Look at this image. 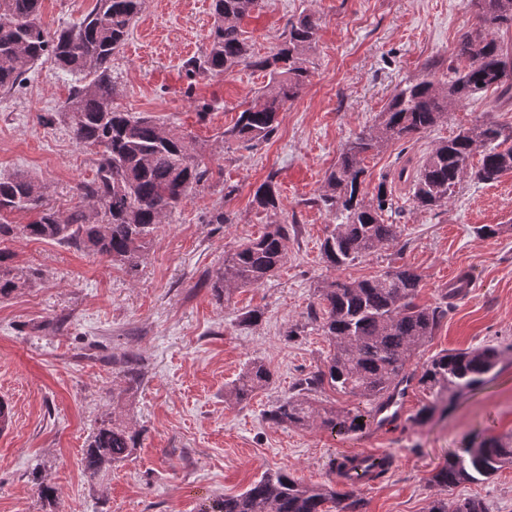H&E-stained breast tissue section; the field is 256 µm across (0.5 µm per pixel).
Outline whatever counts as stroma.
Listing matches in <instances>:
<instances>
[{
	"label": "stroma",
	"instance_id": "stroma-1",
	"mask_svg": "<svg viewBox=\"0 0 512 512\" xmlns=\"http://www.w3.org/2000/svg\"><path fill=\"white\" fill-rule=\"evenodd\" d=\"M320 18L311 77L258 144L228 141L241 102L255 98L263 71L240 64L211 77L188 74L185 60L205 50L212 0H144L128 39L112 58L125 111L155 117L184 134L210 171L208 181L157 229L137 276L76 248L15 236L0 250L29 287L0 299V400L11 422L0 431V512H198L209 498L243 491L264 471L282 469L308 484L336 481L338 456L363 452L393 465L359 490L363 512H429L436 499H481L488 512H512V466L481 483L444 489L431 483L448 456L487 436L512 435V171L496 181L464 179L445 207L418 210L392 175L405 157L420 158L441 140L476 124L512 126V104L486 90L453 107L446 119L409 143L365 156L367 197L391 178L387 223L395 243L349 266L328 267L321 243L336 222L313 205L345 140L375 123L406 81L436 62L447 81L461 36L472 31L469 0H260L243 27L256 56L270 55L289 19ZM73 76L44 59L16 92L0 97V175L25 173L42 182L51 206L68 210L77 188L96 173L94 150L73 139L58 110ZM54 112V125L41 122ZM274 176L277 216L253 202ZM230 221L212 223L216 212ZM288 226V258L261 285L217 302L205 283L224 255L261 234L271 219ZM500 225L490 238L474 229ZM406 265L420 276L416 301H447L448 314L411 362L487 344L505 353L487 382L445 416L417 421L429 400L418 386L399 396L400 414L340 437L319 426H274L266 412L299 378L323 368L331 350L313 312L317 281L361 280ZM474 286L447 297L448 282ZM257 310L262 319L242 321ZM263 360L274 382L238 404L228 395L246 365ZM141 369L137 387L125 362ZM140 432L131 459L104 485L85 477L84 448L108 415ZM40 473L52 501L33 486Z\"/></svg>",
	"mask_w": 512,
	"mask_h": 512
}]
</instances>
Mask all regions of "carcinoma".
Returning <instances> with one entry per match:
<instances>
[{
  "label": "carcinoma",
  "mask_w": 512,
  "mask_h": 512,
  "mask_svg": "<svg viewBox=\"0 0 512 512\" xmlns=\"http://www.w3.org/2000/svg\"><path fill=\"white\" fill-rule=\"evenodd\" d=\"M144 0H96L94 7L69 27L50 30L42 21V0H0V93L9 94L27 80V73L46 57L76 76L62 110L73 138L96 150L93 180L79 187L78 205L61 212L46 203L44 186L24 174L0 177V239L20 234L31 240L73 245L87 255L118 262L130 275L138 273L160 224L207 181L194 147L175 130L150 116H133L113 105L119 94L112 80V55L124 45ZM477 28L465 33L456 49V66L448 83L427 74L400 87L378 120L343 145L339 161L325 174L319 203L335 215L336 224L321 244L332 268L348 266L395 242L399 226L388 224L392 208L384 186L366 199L362 190L364 156L391 143L407 141L438 124L449 110L495 86L500 98L512 99V59L494 38V30L512 26V0H471ZM259 0H212L214 25L205 52L184 62L191 73L221 75L242 63L265 72L267 83L237 112L224 139L242 143L265 141L275 131L279 112L294 101L310 77L309 54L316 43L320 18L303 11L288 22L285 36L272 54L256 59L243 28ZM482 153L473 168L470 158ZM512 171V127L483 123L438 142L417 163L406 161L394 178L410 185L417 208L444 207L456 187L469 177L493 182ZM253 202L277 213L274 175L253 194ZM29 214L25 224L8 220ZM288 256V225L273 222L224 257L211 274L216 300L234 290L263 283ZM0 251V298L26 285L27 279L8 264ZM419 276L399 268L371 279H324L316 287L320 310L314 320L329 337L333 350L324 368L300 379L294 393L265 414L274 425L305 428L315 421L337 436H348L370 424L385 403L412 382L431 400L416 413L426 421L445 413L466 392L482 385L499 364L503 348L444 351L421 371L409 369L417 347L433 336L448 308L415 302ZM273 374L260 359L249 362L230 392L237 403L269 385ZM358 397L370 409L316 408L312 396L324 386ZM140 432L117 416L101 420L83 450L82 465L90 481L107 479L112 466L135 453ZM512 463V436L491 438L448 457L431 482L451 488L488 479ZM390 466L384 456L342 457L340 468L375 480ZM339 492L330 484L309 485L283 470L266 471L243 492L217 496L201 512H362L358 486ZM430 512H487L479 499L434 501Z\"/></svg>",
  "instance_id": "carcinoma-1"
}]
</instances>
